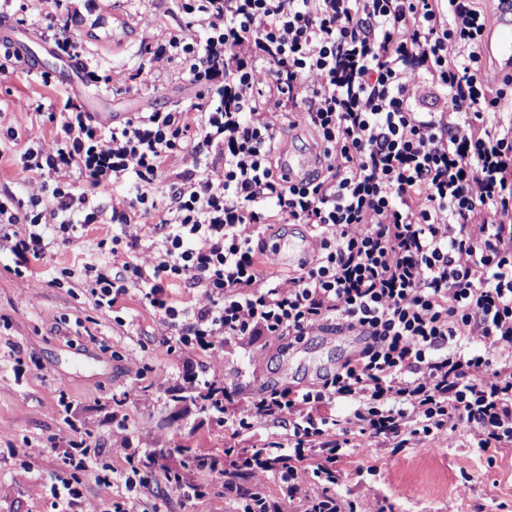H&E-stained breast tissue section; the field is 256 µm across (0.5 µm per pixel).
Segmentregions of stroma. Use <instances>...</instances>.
<instances>
[{
    "label": "stroma",
    "mask_w": 512,
    "mask_h": 512,
    "mask_svg": "<svg viewBox=\"0 0 512 512\" xmlns=\"http://www.w3.org/2000/svg\"><path fill=\"white\" fill-rule=\"evenodd\" d=\"M81 13L71 21L81 58L70 79H62L61 61L41 54L42 71L17 73L0 80V125L18 129V142H0V195L28 201L33 186L20 173L25 148L50 140L57 128L50 120L63 94L74 96L83 111L111 110L114 121L134 112L167 111L200 101L201 88L186 82L180 60L166 64L160 78L130 81L151 70L145 51L159 28L179 33L193 16L182 0H74ZM92 69L103 81L84 77ZM51 83H44L42 73ZM34 109L12 113L16 101ZM43 260L17 266L9 250H0V512H56L50 487L56 476L78 482L86 504L98 506L124 493L111 485L113 472L130 470L124 454L113 451L112 433L127 429L133 445L146 449L151 463L139 473L148 481L144 502L169 499L168 512H226L224 488L209 473L193 470L186 479L198 484L200 499L172 495L165 470L192 448L214 456L244 445L264 448L277 441L279 425L233 439L208 420L195 402L181 400L167 381L181 379L183 359L159 343V317L136 294L111 310L95 307L75 275L84 262L110 261L97 242L111 238L112 227L95 224L71 242L54 241ZM287 357L273 340L225 347L224 356L195 357L209 381L237 385L244 393L318 382L357 352L354 337L316 332L295 343ZM85 441L87 469H62L60 449ZM374 474L357 475L359 467ZM337 493L353 501L354 512H480L496 506L512 512V448L479 451L445 430L425 443L395 450L372 446L342 465Z\"/></svg>",
    "instance_id": "stroma-1"
}]
</instances>
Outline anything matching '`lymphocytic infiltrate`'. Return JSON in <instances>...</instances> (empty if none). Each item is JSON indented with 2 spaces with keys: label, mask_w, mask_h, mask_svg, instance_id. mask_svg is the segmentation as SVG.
Listing matches in <instances>:
<instances>
[{
  "label": "lymphocytic infiltrate",
  "mask_w": 512,
  "mask_h": 512,
  "mask_svg": "<svg viewBox=\"0 0 512 512\" xmlns=\"http://www.w3.org/2000/svg\"><path fill=\"white\" fill-rule=\"evenodd\" d=\"M199 11L147 51L159 69L183 56L205 103L104 125L66 98L56 136L21 155L35 194L0 197V245L26 264L50 247L44 226L67 240L118 225L98 243L112 262L84 263V287L107 310L138 291L161 344L185 355L336 321L368 333L318 387L245 404L185 369L184 386L220 398L233 436L288 428L287 449L206 458L231 512H351L330 487L353 427L395 448L447 428L481 451L511 447L512 74L487 78V13L477 0H202ZM301 127L323 164L295 183L279 161L284 130ZM120 185L130 194L102 202ZM273 224L306 225L315 241L285 280L257 259ZM176 282L201 302L175 306ZM258 472L279 498L246 486ZM112 482L127 495L101 509L63 484L57 512H141L133 474Z\"/></svg>",
  "instance_id": "1"
}]
</instances>
